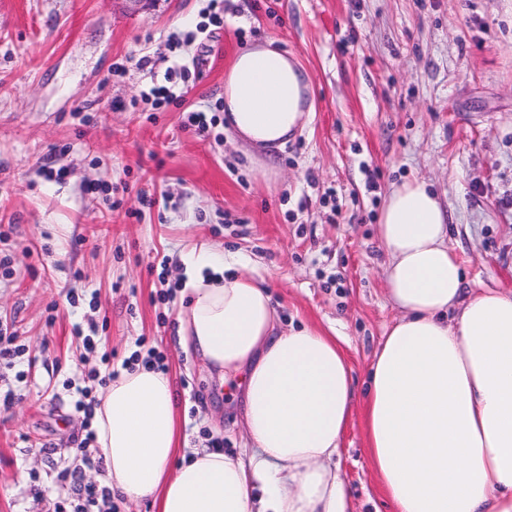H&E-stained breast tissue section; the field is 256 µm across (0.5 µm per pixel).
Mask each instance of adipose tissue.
Instances as JSON below:
<instances>
[{"mask_svg": "<svg viewBox=\"0 0 512 512\" xmlns=\"http://www.w3.org/2000/svg\"><path fill=\"white\" fill-rule=\"evenodd\" d=\"M307 71L253 42L224 75V122L246 148H283L309 118ZM399 312L357 393L342 339L284 326L243 257L203 246L183 258L178 336L238 378L246 446L178 449L166 374L124 370L94 408L113 496L158 512H352L336 465L355 404L393 512H512V292L470 291L449 215L421 180L395 186L376 224Z\"/></svg>", "mask_w": 512, "mask_h": 512, "instance_id": "obj_1", "label": "adipose tissue"}]
</instances>
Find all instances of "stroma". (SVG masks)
<instances>
[{
	"mask_svg": "<svg viewBox=\"0 0 512 512\" xmlns=\"http://www.w3.org/2000/svg\"><path fill=\"white\" fill-rule=\"evenodd\" d=\"M204 6L0 0V329L15 347L0 358V512H74L75 472L105 485L76 403L144 356L166 365L181 448L242 447L232 384L177 338L182 257L200 243L244 255L284 324L342 336L360 384L396 316L374 230L393 186L438 194L467 287L512 290V0H222L220 27ZM266 40L310 75L312 110L253 160L223 124L183 121L215 112L237 53ZM196 60L184 102L143 100ZM338 463L353 512H390L362 408Z\"/></svg>",
	"mask_w": 512,
	"mask_h": 512,
	"instance_id": "35a3bbf8",
	"label": "stroma"
}]
</instances>
